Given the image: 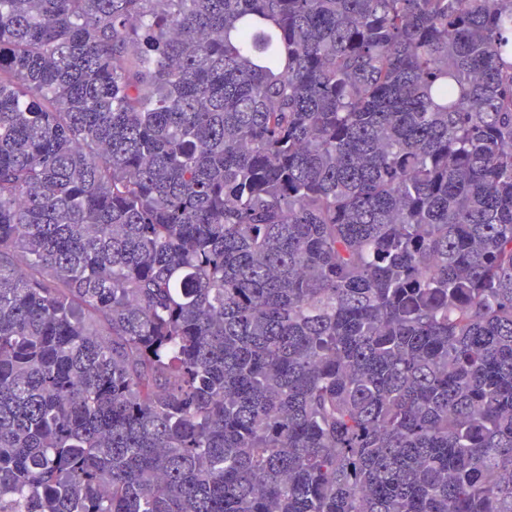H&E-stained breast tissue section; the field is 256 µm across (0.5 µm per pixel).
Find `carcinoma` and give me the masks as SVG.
<instances>
[{
    "label": "carcinoma",
    "mask_w": 512,
    "mask_h": 512,
    "mask_svg": "<svg viewBox=\"0 0 512 512\" xmlns=\"http://www.w3.org/2000/svg\"><path fill=\"white\" fill-rule=\"evenodd\" d=\"M0 512H512V0H0Z\"/></svg>",
    "instance_id": "carcinoma-1"
}]
</instances>
